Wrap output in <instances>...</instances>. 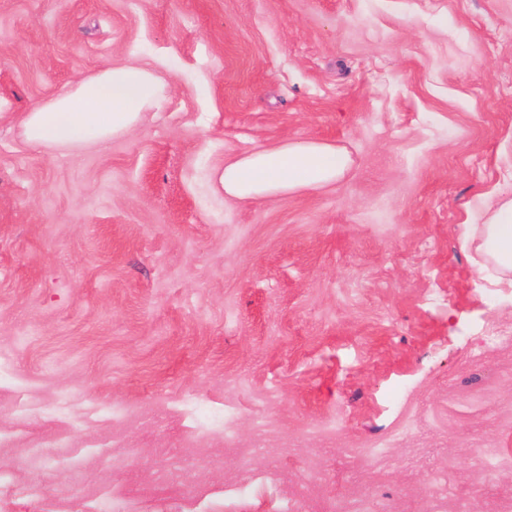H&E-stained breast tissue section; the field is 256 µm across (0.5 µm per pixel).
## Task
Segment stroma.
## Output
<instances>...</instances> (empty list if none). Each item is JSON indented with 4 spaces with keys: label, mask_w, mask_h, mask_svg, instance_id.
Instances as JSON below:
<instances>
[{
    "label": "stroma",
    "mask_w": 512,
    "mask_h": 512,
    "mask_svg": "<svg viewBox=\"0 0 512 512\" xmlns=\"http://www.w3.org/2000/svg\"><path fill=\"white\" fill-rule=\"evenodd\" d=\"M132 55L169 66L137 130L22 138ZM305 140L349 170L216 191ZM495 195L512 0H0V512H512V279L462 245ZM349 166L350 158L341 148L316 141L290 142L225 161L216 172V183L225 197L259 202L324 187Z\"/></svg>",
    "instance_id": "1"
}]
</instances>
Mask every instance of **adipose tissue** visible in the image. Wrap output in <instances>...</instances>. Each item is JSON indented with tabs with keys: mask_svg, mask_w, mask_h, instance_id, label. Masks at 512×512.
<instances>
[{
	"mask_svg": "<svg viewBox=\"0 0 512 512\" xmlns=\"http://www.w3.org/2000/svg\"><path fill=\"white\" fill-rule=\"evenodd\" d=\"M167 84L155 68L129 60L110 64L19 119L21 135L34 146H102L132 132L143 113L163 105ZM347 153L316 141L261 148L225 161L216 183L225 197L259 202L282 194L317 189L342 177ZM482 223L464 238L500 276L512 275V197L490 200Z\"/></svg>",
	"mask_w": 512,
	"mask_h": 512,
	"instance_id": "ef3b65f1",
	"label": "adipose tissue"
}]
</instances>
